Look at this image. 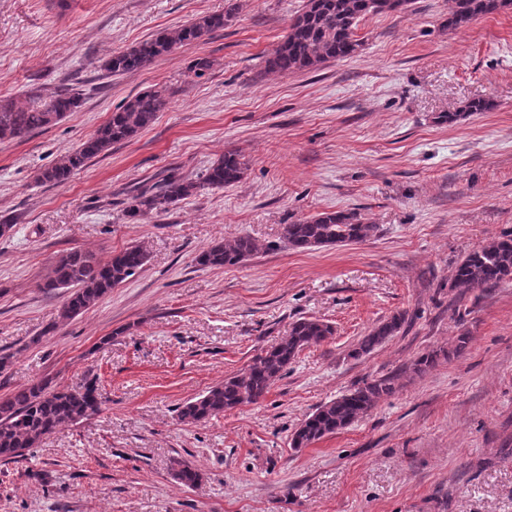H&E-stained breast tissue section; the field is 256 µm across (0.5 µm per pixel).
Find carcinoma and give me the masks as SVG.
Instances as JSON below:
<instances>
[{"instance_id":"1","label":"carcinoma","mask_w":512,"mask_h":512,"mask_svg":"<svg viewBox=\"0 0 512 512\" xmlns=\"http://www.w3.org/2000/svg\"><path fill=\"white\" fill-rule=\"evenodd\" d=\"M410 3L411 0H305L303 8L290 20L281 43L264 57L263 71L286 75L351 57L361 47L357 38L361 20L382 13H404ZM511 7L512 0H453L448 28L458 29L479 17ZM225 18L222 12L212 13L174 28L160 29L135 46L112 53L102 67L114 76L137 72L156 58L223 29ZM81 103L79 93L73 91H58L48 96L32 93L22 103L13 98H0V139H21L55 125ZM165 105L166 98L159 90L135 94L91 138L43 169L39 180L51 185L65 183L89 160L114 144L130 141L150 126ZM246 168L247 162L239 151L227 150L207 169L203 183L172 171L151 186L138 189L131 196L128 213L132 216L165 213L197 193L203 184L222 189L238 183ZM374 231L375 225L359 213H321L283 225L282 241L293 249L308 250L362 242ZM258 250L255 240L239 236L203 251L197 261L206 267L236 266ZM146 262L147 254L138 245L126 247L108 261L90 252L72 250L54 262L40 287L47 292L64 293L62 317L71 319L134 276ZM511 281L512 232H508L467 254L455 268L452 287L468 291L496 288ZM406 321L407 313L398 312L376 323L359 341L353 355L371 353L398 333ZM333 334V326L326 321L305 317L295 320L288 335L276 345L261 350L244 371L224 378V382L180 406V421L193 425L227 410L258 403L301 351L321 344ZM396 390V378L381 377L318 406L293 433L291 447L306 448L349 427L374 409L381 398ZM100 405L101 393L91 380L64 389L38 382L0 398V461L9 463L24 458L29 449L37 447L59 428L96 414ZM172 471L173 477L185 486H193L200 480L199 472L184 461H175Z\"/></svg>"}]
</instances>
